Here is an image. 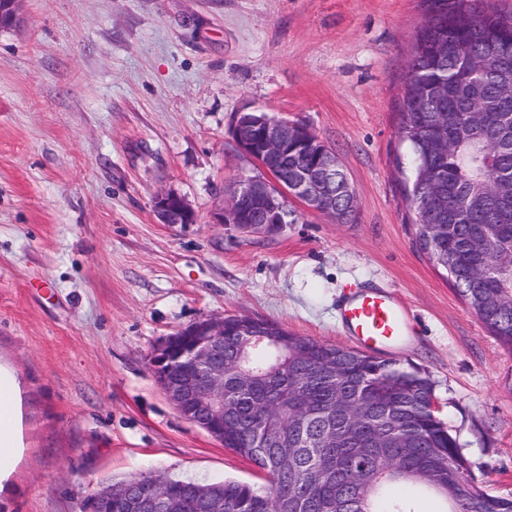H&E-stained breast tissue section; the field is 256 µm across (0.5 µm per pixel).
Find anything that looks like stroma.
<instances>
[{
    "label": "stroma",
    "instance_id": "1",
    "mask_svg": "<svg viewBox=\"0 0 512 512\" xmlns=\"http://www.w3.org/2000/svg\"><path fill=\"white\" fill-rule=\"evenodd\" d=\"M428 0H18L0 27V359L22 380L23 453L0 512H84L131 476L258 485L148 367L165 337L242 315L354 347L359 287L395 291L476 487L512 498V350L433 266L397 165L398 103ZM259 108L333 148L357 196L335 223L286 199L272 235L219 215L261 170L231 125ZM193 224L160 223L158 192Z\"/></svg>",
    "mask_w": 512,
    "mask_h": 512
}]
</instances>
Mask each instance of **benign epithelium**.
Returning a JSON list of instances; mask_svg holds the SVG:
<instances>
[{"label":"benign epithelium","mask_w":512,"mask_h":512,"mask_svg":"<svg viewBox=\"0 0 512 512\" xmlns=\"http://www.w3.org/2000/svg\"><path fill=\"white\" fill-rule=\"evenodd\" d=\"M232 136L239 150L264 172L263 177H245L237 181L220 220L245 234H273L283 224L282 202L292 197L313 212L342 222L336 212V152H325L326 160L317 167L294 174L276 169L272 164L288 144L304 137L313 138L308 128L279 119L267 112L236 115ZM454 137V125L440 128L433 140L439 152L447 149ZM155 210L163 224H191L195 215L190 205L173 192L159 193ZM224 318L198 320L174 336L162 340L151 352L150 369L157 383L180 415L204 430L213 439L224 442V420L234 415V400L224 394V335L240 337L243 347L278 344L286 336H252L236 322L225 330ZM121 503V512H226L224 494L207 484L184 483L174 495L165 478L152 476L119 491L107 486L92 498L94 512H112V503Z\"/></svg>","instance_id":"7a95c632"}]
</instances>
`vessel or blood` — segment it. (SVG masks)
I'll return each instance as SVG.
<instances>
[{
	"instance_id": "vessel-or-blood-1",
	"label": "vessel or blood",
	"mask_w": 512,
	"mask_h": 512,
	"mask_svg": "<svg viewBox=\"0 0 512 512\" xmlns=\"http://www.w3.org/2000/svg\"><path fill=\"white\" fill-rule=\"evenodd\" d=\"M340 320L366 348L393 345L409 333V314L398 297L378 288H362L340 306Z\"/></svg>"
}]
</instances>
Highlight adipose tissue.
<instances>
[{
  "instance_id": "obj_1",
  "label": "adipose tissue",
  "mask_w": 512,
  "mask_h": 512,
  "mask_svg": "<svg viewBox=\"0 0 512 512\" xmlns=\"http://www.w3.org/2000/svg\"><path fill=\"white\" fill-rule=\"evenodd\" d=\"M20 393V379L0 366V491L8 484L22 452Z\"/></svg>"
}]
</instances>
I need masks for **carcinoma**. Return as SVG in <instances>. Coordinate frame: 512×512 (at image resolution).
<instances>
[{"mask_svg": "<svg viewBox=\"0 0 512 512\" xmlns=\"http://www.w3.org/2000/svg\"><path fill=\"white\" fill-rule=\"evenodd\" d=\"M435 5L417 35L402 97L400 141L408 147L411 173L405 191L413 210L421 251L447 271L458 295L502 345L512 349V274L501 277L500 296L487 298L488 278L475 273L496 261L483 243L484 228L507 229L512 246V193L496 183L512 180V14L489 0H431ZM480 101L502 120L485 125L469 117ZM459 115L456 139L441 156L428 150V136L445 121L447 109ZM324 143L290 146V167L313 165ZM467 199L471 208L451 210L448 199ZM323 356L345 359L331 377L288 346L262 345L248 350L246 367L255 374L237 393V412L224 424L228 448L269 475L265 487L224 480L228 512H412L408 491L423 486L443 497L446 512H512V499L472 488L457 502L471 480L472 463L456 439L430 409L433 382L423 370L394 359H380L352 348L311 340ZM353 398L356 407L330 412L336 392ZM272 394L282 401L278 412L281 443L260 446L254 428L258 399ZM349 428L363 444L380 430L405 429L411 443L390 447L379 457L359 447L345 452L364 456L365 471L344 460L313 483L306 477L323 449L318 438L327 425ZM295 456L287 468L284 456Z\"/></svg>", "mask_w": 512, "mask_h": 512, "instance_id": "cac0c4a2", "label": "carcinoma"}]
</instances>
